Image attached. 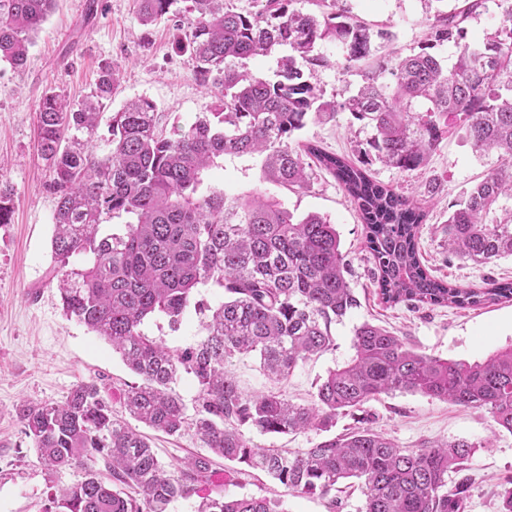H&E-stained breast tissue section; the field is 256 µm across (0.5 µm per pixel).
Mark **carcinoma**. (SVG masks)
<instances>
[{"mask_svg":"<svg viewBox=\"0 0 512 512\" xmlns=\"http://www.w3.org/2000/svg\"><path fill=\"white\" fill-rule=\"evenodd\" d=\"M186 2L177 24L179 47L194 60V79L217 99L211 112L168 133L154 103L138 98L111 113V151H93L99 118L117 82L101 71L90 96L74 104L55 92L37 104L38 151L56 200L51 264L66 317L103 337L134 381L123 405L135 421L168 436L191 425L207 448L169 473L149 438L112 409L94 380L76 384L58 404L26 402L17 412L22 433L48 470L81 466L84 478L50 496L47 512H168L196 498V512H281L267 497L228 496L211 481L215 458L265 472L291 495L321 497L347 479L361 481L364 512H465L472 484L459 474L475 445L465 441L398 447L368 425L324 437L288 455L255 448L242 427L268 434L331 430L336 418L394 392H414L463 408H484L512 433V347L483 362L464 363L415 350L392 332L362 323L354 356L316 385L314 402L293 403L273 392H243L231 371L255 355L272 378L288 376L306 359L334 349L332 325L358 306L345 273L347 260L330 220H297L275 197L198 193L206 170L226 156L264 155L259 179L307 191L313 167L329 171L366 224L374 281L386 304L470 308L512 299V283L486 288L452 285L431 275L418 239L426 212L411 198L369 177L359 166L297 139L309 120L347 112L373 129L366 155L401 171L425 165L454 121L475 151L498 150L503 166L463 192L448 212V247L476 265L512 257V0L479 44L466 41L465 22L484 0L456 13H437L426 49L393 64L376 62L341 104L325 101L306 70L325 64L320 48L344 51V68L372 56L371 32L341 8L320 0L318 14L296 0H253L238 12L224 0H138L139 20L151 26ZM54 0H0V61L22 70L32 35ZM452 42V66L431 49ZM287 46L273 80L250 75L239 62ZM424 102L427 108L416 109ZM13 193L0 184V224L11 221ZM127 221L118 229L112 219ZM204 288L221 290L213 304ZM206 319L207 335L171 348L144 333L160 316L176 327L189 309ZM193 378V415L176 390Z\"/></svg>","mask_w":512,"mask_h":512,"instance_id":"cac0c4a2","label":"carcinoma"}]
</instances>
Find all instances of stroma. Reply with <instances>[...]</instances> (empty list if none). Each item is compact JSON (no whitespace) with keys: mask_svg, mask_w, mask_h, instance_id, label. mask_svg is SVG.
<instances>
[{"mask_svg":"<svg viewBox=\"0 0 512 512\" xmlns=\"http://www.w3.org/2000/svg\"><path fill=\"white\" fill-rule=\"evenodd\" d=\"M87 0H56L52 13L35 37L24 71L0 64V179L14 188L9 224L0 226V512H44L49 493L79 482V467L55 472L44 469L16 419L25 400L56 403L79 382L96 380L106 387L113 414L124 416L123 392L133 376L118 354L83 324L66 318L50 265L53 195L43 188L48 178L37 151L36 105L55 92L80 102L95 87L104 66L117 73L113 108L145 97L152 100L164 127L188 124L214 105L193 76L194 62L179 49L172 21L143 26L136 0H99L88 13ZM351 16L371 30L385 29L391 37L375 42L373 61L393 60L420 52L427 25L436 11L453 12L465 0H344ZM329 66L316 68L314 81L325 99L343 102L363 83L360 68L336 66L339 46L322 47ZM371 129L353 124L348 113L336 119L308 122L299 138L351 161L371 137ZM262 159L256 155L228 156L206 177V187L230 196L266 194L282 200L294 215L317 213L335 224L340 248L350 262L347 280L359 301L332 327L335 347L299 364L287 380H269L250 358L235 361L241 389L248 393L280 390L298 403H309L316 385L329 370L342 367L354 354V332L363 322L383 326L404 336L417 351L473 363L512 346V300L470 309L410 308L385 304L373 283V265L365 248V226L334 177L316 170L310 190L295 193L260 181ZM497 153H476L461 124L452 125L427 164L402 172L372 161L376 180L417 200L428 214L419 240L422 262L434 276L472 288L485 279L512 280V258L487 265L464 262L448 252L445 221L448 207L463 190L499 167ZM144 331L171 347L201 339L205 331L195 313H187L178 329L167 320L146 319ZM369 423L403 448L430 441H468L476 449L464 464L474 482L466 512H498L501 479L512 474V433L499 428L484 409H465L452 402L419 393L396 392L338 418L336 432ZM152 445L169 472L186 456L201 452L193 429L180 436L151 433ZM220 461L212 476L234 496L278 498L284 512H361L359 487H346L335 501L318 495H291L262 472L235 475Z\"/></svg>","mask_w":512,"mask_h":512,"instance_id":"obj_1","label":"stroma"}]
</instances>
